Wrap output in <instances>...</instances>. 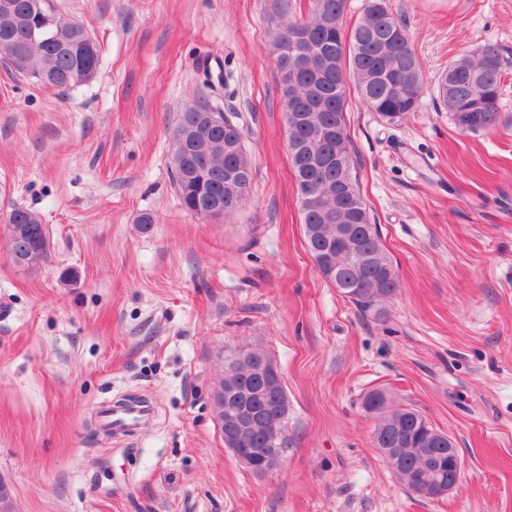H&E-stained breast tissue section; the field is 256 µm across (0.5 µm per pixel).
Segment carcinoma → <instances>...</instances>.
<instances>
[{
  "label": "carcinoma",
  "mask_w": 512,
  "mask_h": 512,
  "mask_svg": "<svg viewBox=\"0 0 512 512\" xmlns=\"http://www.w3.org/2000/svg\"><path fill=\"white\" fill-rule=\"evenodd\" d=\"M0 44L10 52L0 62L44 89L64 92L93 79L100 64L98 43L78 23L61 16L53 0H41L47 16L57 19L48 34L32 36L33 0H0ZM346 0H311L306 14L278 21L273 46L277 52L279 91L284 107L287 146L301 199L302 224L309 252L319 273L362 311L380 317L398 290L393 260L381 242L378 225L360 194L347 131V80L356 82L361 100L380 118L392 122L415 109L425 91L422 66L404 24L389 0H366L361 20L345 34ZM509 64L490 46L448 63L436 93L452 120L469 119L465 132L492 128L499 119L502 77ZM208 96L181 113L172 136L173 183L184 209L211 217L236 211L248 194L251 160L243 131L230 119L209 124L206 109L221 86L206 83ZM318 197L311 206L307 191ZM5 226L13 263L34 271L49 252L48 229L40 216L11 206ZM355 230L357 253L336 239L340 225ZM230 383L250 401L266 424L280 416L258 390L272 380L249 362L228 358L220 387ZM374 419L372 442L384 459L400 449L398 478L421 474L448 482V434L433 428L414 408L399 409L390 393L376 388L362 399ZM243 450L288 448V420L273 430L252 434Z\"/></svg>",
  "instance_id": "1"
}]
</instances>
